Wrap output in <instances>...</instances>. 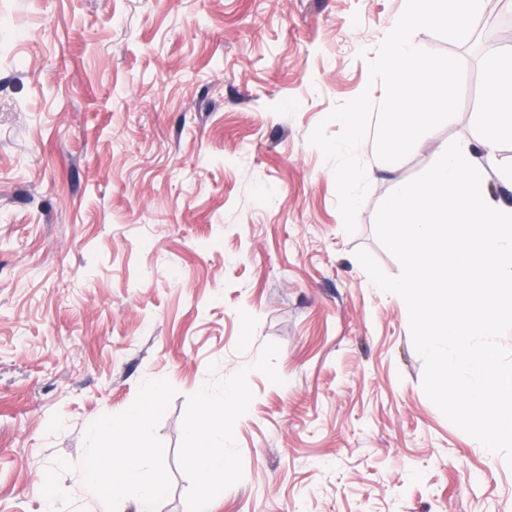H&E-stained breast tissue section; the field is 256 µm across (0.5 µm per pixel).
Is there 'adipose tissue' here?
<instances>
[{"label": "adipose tissue", "mask_w": 512, "mask_h": 512, "mask_svg": "<svg viewBox=\"0 0 512 512\" xmlns=\"http://www.w3.org/2000/svg\"><path fill=\"white\" fill-rule=\"evenodd\" d=\"M205 440V447L194 449L190 459L191 466L206 488L205 494L196 499L193 512H210L208 491L222 488L224 477L233 466V439L224 423H216L206 434ZM105 453L111 459L110 467H102L94 459L86 466L85 495L94 499L113 496L112 474L117 471L122 474L125 487L134 493L137 512H156V504L165 490L163 482L157 478H145L142 460H128L122 449L109 447Z\"/></svg>", "instance_id": "adipose-tissue-1"}]
</instances>
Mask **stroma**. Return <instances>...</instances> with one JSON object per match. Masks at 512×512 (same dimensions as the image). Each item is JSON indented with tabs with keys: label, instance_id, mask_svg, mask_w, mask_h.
<instances>
[{
	"label": "stroma",
	"instance_id": "obj_1",
	"mask_svg": "<svg viewBox=\"0 0 512 512\" xmlns=\"http://www.w3.org/2000/svg\"><path fill=\"white\" fill-rule=\"evenodd\" d=\"M403 0H0V512L85 498L88 429L150 459L158 512L203 488L201 388H237L234 466L214 512H512V466L427 397L375 233L396 183L477 140L480 59L458 114L378 166L347 233L331 165L308 142L370 83ZM159 404L135 424L150 381Z\"/></svg>",
	"mask_w": 512,
	"mask_h": 512
}]
</instances>
